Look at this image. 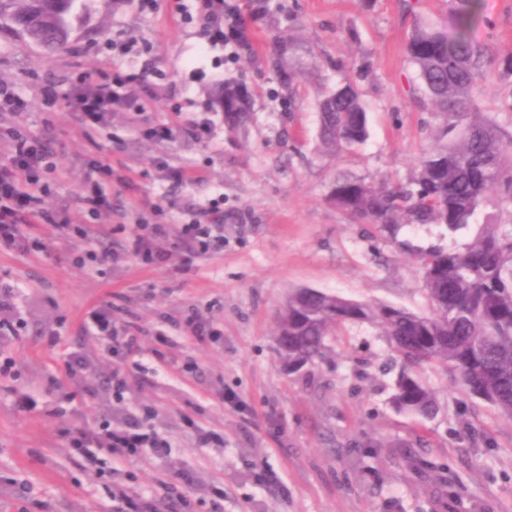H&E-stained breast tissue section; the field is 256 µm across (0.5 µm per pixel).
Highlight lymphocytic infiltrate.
Listing matches in <instances>:
<instances>
[{
  "mask_svg": "<svg viewBox=\"0 0 512 512\" xmlns=\"http://www.w3.org/2000/svg\"><path fill=\"white\" fill-rule=\"evenodd\" d=\"M70 106L80 124L90 128L106 124L115 107L125 105L127 98L107 82H91L77 77L69 94ZM0 146L5 147L0 157V248L18 252H44L48 245L34 236V224H51L63 236L77 234L79 243L73 250V262L80 267H96L112 263L111 252L86 248V240L95 238L99 229L94 220L109 212L104 181L111 177V165L90 162L77 201L89 215L91 222L85 228L72 230L65 215L53 214L44 207L50 194L49 176L56 169L54 154L46 141L15 125H0ZM207 213L209 223L192 220L168 228L164 224H141L132 232L128 253L145 265L157 266L166 262L172 250L187 246L205 255L224 247V212L218 201H210ZM82 330L105 346L107 352L118 357L107 377L115 400H122L127 388V371L122 362L137 348V339L120 323L111 304L93 308L85 315ZM72 448H101L112 458L130 460L140 457L143 450H160L168 442L147 421L124 427L113 426L111 418H104L93 432L66 431Z\"/></svg>",
  "mask_w": 512,
  "mask_h": 512,
  "instance_id": "f902f5d3",
  "label": "lymphocytic infiltrate"
}]
</instances>
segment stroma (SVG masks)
I'll return each mask as SVG.
<instances>
[{"label":"stroma","instance_id":"obj_1","mask_svg":"<svg viewBox=\"0 0 512 512\" xmlns=\"http://www.w3.org/2000/svg\"><path fill=\"white\" fill-rule=\"evenodd\" d=\"M227 2L256 49L277 28L300 37L291 107L271 72L221 38L223 12L205 21L195 0H97L70 47L51 58L0 30V83L27 99L21 125L55 154L48 210L89 223L76 196L96 157L127 177L113 184L112 212L100 218L109 229L102 242L118 255L138 219L180 224L224 199V250L214 256L79 268L50 224L33 228L48 253L0 251V283L13 287L5 299L25 321L21 338L0 339V360L14 359L19 371L15 380L0 376V512H112L111 456L98 448L79 456L61 432L95 430L106 415L120 425L147 409L170 446L122 468L125 484L158 505L173 483L196 512H512V419L463 391L452 373L421 367L439 404L434 418L421 420L390 403L394 352L380 329L341 328L322 358L295 373L275 344L277 313L296 288L429 312L418 252L460 249L484 224H512V208L501 210L493 194L455 232L439 224L380 231L327 199L340 176L376 186L407 181L432 144L443 119L412 91L405 44L416 22L445 20L448 0H267L262 22L252 20L247 0ZM483 14L479 40L495 56L512 55V0H484ZM340 63L361 73L370 137L331 155L316 104ZM139 70L132 103L83 134L67 104L76 77ZM233 79L245 81L252 105L235 130L209 97ZM485 83L480 111L505 112L512 71L493 66ZM202 117L210 124L204 140L192 129ZM158 123L175 126L173 141L138 135ZM171 168L197 179L174 185ZM108 299L139 331L119 403L104 384L110 357L80 328L86 311ZM190 316L218 339L186 333ZM55 328L61 345L44 346ZM72 350L90 358L73 382L64 369ZM212 431L223 444L206 441ZM215 486L224 490L216 510Z\"/></svg>","mask_w":512,"mask_h":512}]
</instances>
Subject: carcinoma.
<instances>
[{"label":"carcinoma","instance_id":"cac0c4a2","mask_svg":"<svg viewBox=\"0 0 512 512\" xmlns=\"http://www.w3.org/2000/svg\"><path fill=\"white\" fill-rule=\"evenodd\" d=\"M95 0H0V29L48 55L64 52L75 24L91 15ZM482 0H451L448 20L414 26L406 44L419 89L444 119L432 145L422 150L413 177L394 186L338 177L329 200L362 224L379 229L398 224H446L456 231L470 224L491 191L500 206H512V138L477 111L473 90L494 62L512 70V56L497 59L475 39ZM232 40L254 55L245 28ZM300 49L286 31H275L267 67L289 93ZM250 97L243 82L219 86L211 104L234 129L249 120ZM321 143L332 151L357 147L369 136L368 113L351 71L318 105ZM430 312L357 301L302 288L291 292L278 316L280 355L293 364L320 358L326 339L347 324L380 328L397 354L399 367L391 404L400 412L429 419L436 393L417 374L426 364L454 373L471 394L512 418V224H486L461 250L432 247L418 256Z\"/></svg>","mask_w":512,"mask_h":512}]
</instances>
